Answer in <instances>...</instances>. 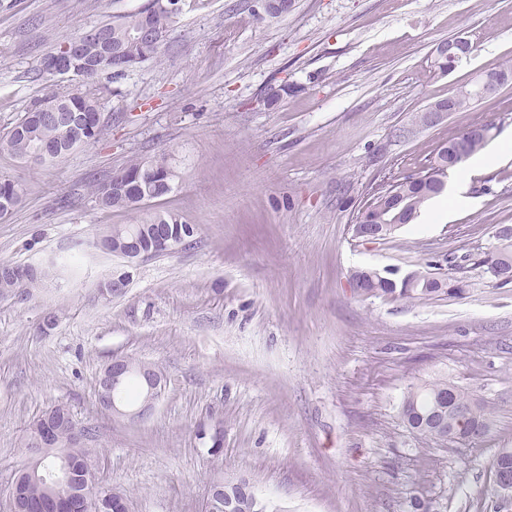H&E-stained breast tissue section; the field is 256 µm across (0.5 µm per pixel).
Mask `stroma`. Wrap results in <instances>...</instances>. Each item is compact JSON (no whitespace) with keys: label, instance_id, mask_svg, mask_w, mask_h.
I'll list each match as a JSON object with an SVG mask.
<instances>
[{"label":"stroma","instance_id":"stroma-1","mask_svg":"<svg viewBox=\"0 0 512 512\" xmlns=\"http://www.w3.org/2000/svg\"><path fill=\"white\" fill-rule=\"evenodd\" d=\"M145 0H0V137L47 94L45 54L74 30ZM472 53L450 73L441 41ZM512 68V0H181L159 57L100 78L103 137L35 166L0 151L22 199L0 219V260L52 264L31 298L0 297V512L34 456L30 427L53 406L91 428L95 481L133 512H201L211 480H247L266 512H512L493 461L512 449V285L474 265L512 224V157L478 171L469 206L360 242L348 226L372 188L427 170L472 124L512 135V86L417 121L476 75ZM166 157L173 189L137 211L90 193L134 158ZM195 229L192 245L126 268L96 242L152 213ZM358 269L395 280L429 270L463 296L359 294ZM128 273L122 296L98 294ZM54 329L42 331L46 313ZM159 368L143 418L100 408L112 357ZM494 409L483 439L442 444L401 418L409 389L437 378Z\"/></svg>","mask_w":512,"mask_h":512}]
</instances>
